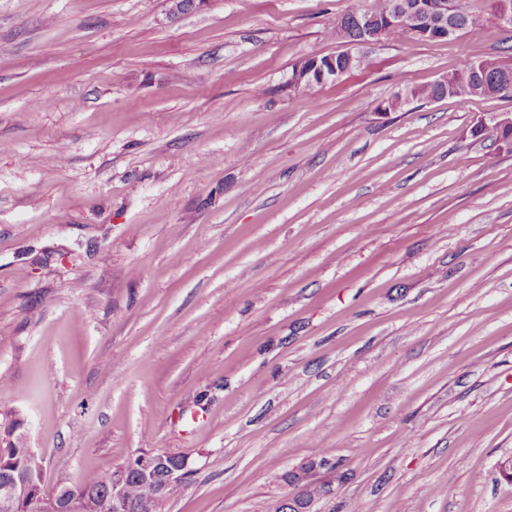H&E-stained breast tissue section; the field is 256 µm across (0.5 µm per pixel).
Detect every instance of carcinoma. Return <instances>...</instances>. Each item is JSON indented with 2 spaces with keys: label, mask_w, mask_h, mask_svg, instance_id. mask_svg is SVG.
Masks as SVG:
<instances>
[{
  "label": "carcinoma",
  "mask_w": 512,
  "mask_h": 512,
  "mask_svg": "<svg viewBox=\"0 0 512 512\" xmlns=\"http://www.w3.org/2000/svg\"><path fill=\"white\" fill-rule=\"evenodd\" d=\"M396 0H374L369 7L347 11L336 19L333 32L337 36L355 41L361 36V22L367 17L382 18L390 13ZM448 29L453 38L467 30L483 26L488 17L495 16L502 8V0H486L487 8L476 11L468 0H447ZM507 65L492 57H479L464 63L460 68L448 73V86L430 88L428 86L411 89V93L421 99L433 96L437 99L455 98L467 101L474 97H497L512 100V72L506 73ZM9 473L24 476L33 482L34 489L41 495L32 501L16 504L11 512H50L49 504L64 495L80 502L83 512H113L109 494L118 473H124L125 512H160L162 503L174 495L184 484L179 481L166 486L165 496L159 497L158 483L147 481L136 466L127 461L111 471L101 474L94 482L83 484L68 480L63 488H48L41 482L40 468L27 453L24 440L15 441L11 447H0V474Z\"/></svg>",
  "instance_id": "obj_1"
}]
</instances>
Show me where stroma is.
<instances>
[{"instance_id": "1", "label": "stroma", "mask_w": 512, "mask_h": 512, "mask_svg": "<svg viewBox=\"0 0 512 512\" xmlns=\"http://www.w3.org/2000/svg\"><path fill=\"white\" fill-rule=\"evenodd\" d=\"M368 0H0V414L45 486L153 448L162 512H512V101L414 102L490 20L385 40L312 95ZM344 54L348 56L350 65L356 63V65H358L359 68L362 65H364L365 55L360 54V52L358 54H354L352 51L347 50L345 51ZM344 54H336V62L332 57H329L330 55H311V57H313L314 59L317 58V60H315L314 66H312L311 68H307L303 71L301 70V67L298 66L296 72L288 80L289 90L294 91L296 87H298V85L302 82L303 79H305L307 76L313 75L314 73H317L321 79L328 78V80L325 79L324 81H321L319 78L313 77L307 84H303L302 88L299 91L301 94H313L326 82L330 81V79H337L338 77L342 76L344 73H339V71L336 69V64L337 67L341 70L345 69L348 66V60ZM318 59L320 61L324 59L325 60L324 62L320 63ZM357 69L358 68L353 67L351 71L347 72L346 74H351Z\"/></svg>"}]
</instances>
